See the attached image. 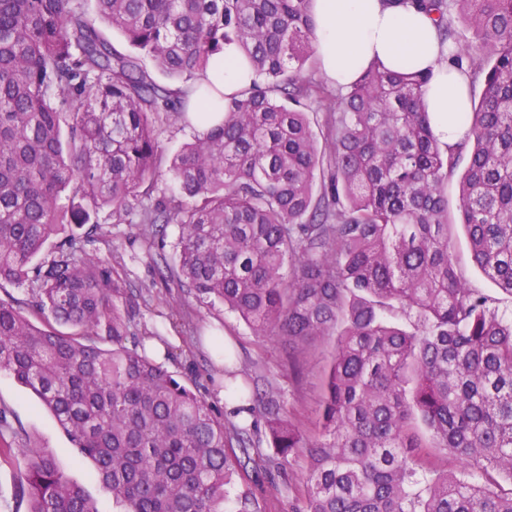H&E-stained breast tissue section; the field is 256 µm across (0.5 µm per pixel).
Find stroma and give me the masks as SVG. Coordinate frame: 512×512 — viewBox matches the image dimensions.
<instances>
[{"label":"stroma","instance_id":"stroma-1","mask_svg":"<svg viewBox=\"0 0 512 512\" xmlns=\"http://www.w3.org/2000/svg\"><path fill=\"white\" fill-rule=\"evenodd\" d=\"M139 232L135 224H103L102 235L112 242V259L122 265L127 288L140 297V314L134 331L144 339L156 338L170 348L162 365L193 390L203 395L224 420H232L230 404L224 398V367L205 336L219 334L233 355V368L242 381L259 377L260 391L273 392L284 412L304 431L315 432L322 412L324 370L330 350L317 347L300 359L299 373L288 369V347L281 340L261 341L237 316L222 304L201 305L166 279V266L176 259L178 228L169 225L164 237L154 238L151 247L129 246ZM453 255L472 287L495 300L500 312L512 313V296L503 293L470 261L463 227L453 229ZM0 407L10 421L20 423L32 444L54 449L57 463L96 502L99 512H113L112 497L103 488L91 461L78 454L67 435L38 398L13 377L0 373ZM307 462L292 456L265 472L253 468L234 476L235 493L247 494L259 505V512H301Z\"/></svg>","mask_w":512,"mask_h":512}]
</instances>
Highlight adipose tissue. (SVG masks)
I'll use <instances>...</instances> for the list:
<instances>
[{
  "label": "adipose tissue",
  "mask_w": 512,
  "mask_h": 512,
  "mask_svg": "<svg viewBox=\"0 0 512 512\" xmlns=\"http://www.w3.org/2000/svg\"><path fill=\"white\" fill-rule=\"evenodd\" d=\"M319 21L314 46L324 75L346 86L358 79L370 61L387 68L429 71L426 92L433 131L442 144L458 142L466 129L468 80L449 77L441 68V45L428 16L402 0H314ZM208 75L218 92L231 94L251 84L255 75L236 44L225 45L210 62Z\"/></svg>",
  "instance_id": "obj_1"
}]
</instances>
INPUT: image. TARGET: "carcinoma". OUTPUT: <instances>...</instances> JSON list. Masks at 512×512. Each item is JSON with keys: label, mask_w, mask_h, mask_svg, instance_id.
I'll list each match as a JSON object with an SVG mask.
<instances>
[{"label": "carcinoma", "mask_w": 512, "mask_h": 512, "mask_svg": "<svg viewBox=\"0 0 512 512\" xmlns=\"http://www.w3.org/2000/svg\"><path fill=\"white\" fill-rule=\"evenodd\" d=\"M85 2L0 0V287L25 290L0 298V372L94 462L116 512H229L251 437L140 347L112 250L88 249L106 210L152 235L177 225L168 281L284 340L292 368L332 346L316 436L258 386H225L237 412L263 407L281 457L305 456L301 512H512V491L476 482L512 480V318L454 261L444 191L460 173L471 259L512 296V0H403L451 43L445 65L483 83L445 147L429 74L374 61L336 92L303 78L312 0H94L129 52ZM231 42L258 79L165 161L158 126L186 119ZM309 100L325 108L320 138ZM6 433L29 512H98L0 408ZM434 451L459 469L425 478Z\"/></svg>", "instance_id": "obj_1"}]
</instances>
